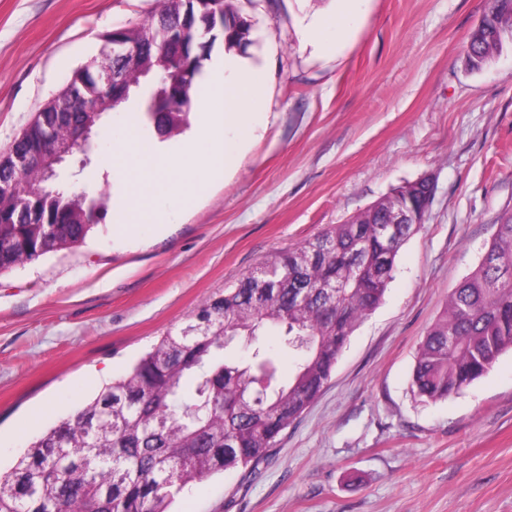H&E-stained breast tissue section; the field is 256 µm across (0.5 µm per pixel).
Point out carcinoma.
Here are the masks:
<instances>
[{
    "instance_id": "obj_1",
    "label": "carcinoma",
    "mask_w": 512,
    "mask_h": 512,
    "mask_svg": "<svg viewBox=\"0 0 512 512\" xmlns=\"http://www.w3.org/2000/svg\"><path fill=\"white\" fill-rule=\"evenodd\" d=\"M158 15L140 25L143 62L158 82L143 94V114L154 119V97L165 96L169 133L189 124L198 82L214 43L198 34L184 53L164 49L157 20H173L187 0H162ZM228 20L216 40L246 52L250 27L233 21L228 0H212ZM512 41V0H488L471 33L466 63L479 69ZM71 120L57 122L50 101L23 130L31 148L47 131L56 139L89 124L100 134L96 73L76 70ZM15 144L0 153V273L44 254L85 241L90 202L105 219L106 198L56 189L39 194L34 166L16 170ZM385 196L343 224L284 253L202 304L180 328L170 330L123 377L106 385L76 414L31 443L16 464L0 472V512H169L189 485L233 468L258 465L280 435L306 410L328 381L357 324L382 302L399 247L416 228H398L397 248L384 252L379 228L398 206ZM277 332L290 347L306 338L284 380L263 336ZM227 336L248 337L250 359L225 363L216 354ZM512 350V216L495 225L478 267L449 295L443 317L424 336L412 373L419 397L443 401L487 374Z\"/></svg>"
}]
</instances>
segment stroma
Instances as JSON below:
<instances>
[{
	"instance_id": "35a3bbf8",
	"label": "stroma",
	"mask_w": 512,
	"mask_h": 512,
	"mask_svg": "<svg viewBox=\"0 0 512 512\" xmlns=\"http://www.w3.org/2000/svg\"><path fill=\"white\" fill-rule=\"evenodd\" d=\"M252 22L245 60L266 78L268 123L222 179L180 201L141 184L159 229L113 235L127 206L113 165L131 96L105 116L97 163L70 177L109 197L82 245L0 274V470L167 330L279 251L344 223L395 187L434 185L382 303L319 396L254 474L193 484L174 512H512V351L448 400L411 388L424 336L512 215V44L465 60L486 0H360L331 52L303 40L333 0H232ZM156 0H0V152Z\"/></svg>"
}]
</instances>
